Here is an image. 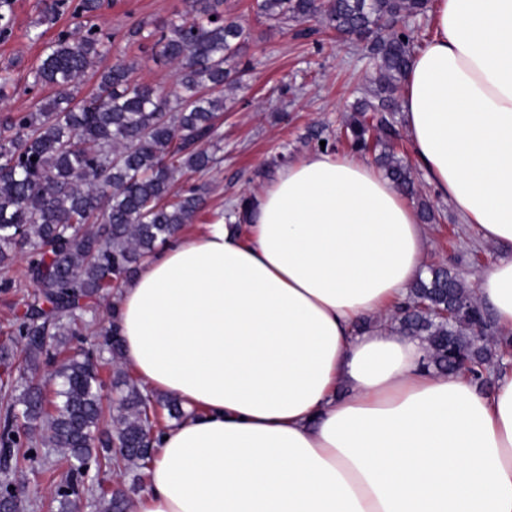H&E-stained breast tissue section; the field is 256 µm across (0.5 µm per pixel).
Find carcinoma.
Instances as JSON below:
<instances>
[{
	"instance_id": "1",
	"label": "carcinoma",
	"mask_w": 512,
	"mask_h": 512,
	"mask_svg": "<svg viewBox=\"0 0 512 512\" xmlns=\"http://www.w3.org/2000/svg\"><path fill=\"white\" fill-rule=\"evenodd\" d=\"M429 0H256V14L268 22L315 20L328 29L370 39L375 75L365 96L347 116L344 135L353 150L370 152L394 187L417 195L412 168L395 150L401 138L394 119L396 95L414 42L401 24L428 10ZM223 0H187L179 21L158 25L144 52L176 65L172 91L134 79L122 58L99 71L96 88L80 96L81 81L111 51L102 31L86 26L61 31L32 71V85L54 94L28 112L0 115V266L19 250L28 253L25 275L36 285L16 329L29 369L50 357L48 340L64 344L77 320L108 295L113 282L134 275L159 243L193 223L205 202V186L178 187L187 172L205 174L217 163L224 91L240 82L248 65L241 48L243 25L219 10ZM70 0H42L37 25L51 27ZM393 26L382 33V23ZM11 0H0V37L11 33ZM15 63L0 67V99L17 89ZM448 311V318L438 312ZM395 328L428 345L427 367L455 371L468 359V378L485 388L491 377L482 367L497 362L512 346L495 339L491 316L464 280L445 266L430 267L396 308ZM494 339L474 345L473 336ZM118 326L104 328L96 350L72 357L54 397L27 383L17 391L10 368L14 354L0 351V462L24 463L57 483L60 512H71L84 492H98L105 512H125L127 494L86 485V469L126 472L152 461L153 423L149 409L162 402L172 415L182 411L172 398L142 392L122 371ZM107 351L115 367L112 428L103 418L97 354ZM19 395H14V392ZM120 447L112 449V442ZM41 444L54 458L35 452ZM22 492L0 483V508L19 512Z\"/></svg>"
}]
</instances>
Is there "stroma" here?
<instances>
[{"mask_svg": "<svg viewBox=\"0 0 512 512\" xmlns=\"http://www.w3.org/2000/svg\"><path fill=\"white\" fill-rule=\"evenodd\" d=\"M253 3L224 0L222 5L226 15L238 18L250 31L242 59L252 69L226 93L219 129L220 163L206 175L184 176L185 182L208 188L204 209L195 223L184 227L188 233L214 223L218 214L233 208L241 198L262 190L279 170L281 156L295 160L315 151L317 145L309 138L312 131L337 139L338 154H349V146L339 140L342 123L374 75L366 43L308 22L271 24L257 18ZM40 9V0H13V30L8 38L0 39V63L15 61L21 90L0 101V110L25 112L43 98V91L27 92L28 73L39 64L47 42L58 31L74 29L77 24L70 13H63L42 40L32 41L27 33ZM184 10L185 0H103L91 22L111 35L113 55L135 62L138 81L169 87L174 65L142 53L131 32L141 24L150 29L177 19ZM414 176L440 215L438 223L426 227L431 244L428 264L453 266L467 280L488 268L497 255L496 247L461 223L422 171H415ZM26 266V255L19 253L8 268H0V347L14 351L20 345L13 323L34 289L23 275ZM8 478L24 489L28 505L22 512H58L52 495L55 484L44 473L14 469Z\"/></svg>", "mask_w": 512, "mask_h": 512, "instance_id": "35a3bbf8", "label": "stroma"}]
</instances>
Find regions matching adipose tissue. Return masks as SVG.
I'll return each instance as SVG.
<instances>
[{
    "mask_svg": "<svg viewBox=\"0 0 512 512\" xmlns=\"http://www.w3.org/2000/svg\"><path fill=\"white\" fill-rule=\"evenodd\" d=\"M401 108L414 163L496 261L474 297L512 336V0H436ZM415 209L313 151L244 229L179 233L113 303L123 365L183 418L129 512H512V375L427 367L393 311L424 269ZM369 328H362L363 320Z\"/></svg>",
    "mask_w": 512,
    "mask_h": 512,
    "instance_id": "ef3b65f1",
    "label": "adipose tissue"
}]
</instances>
